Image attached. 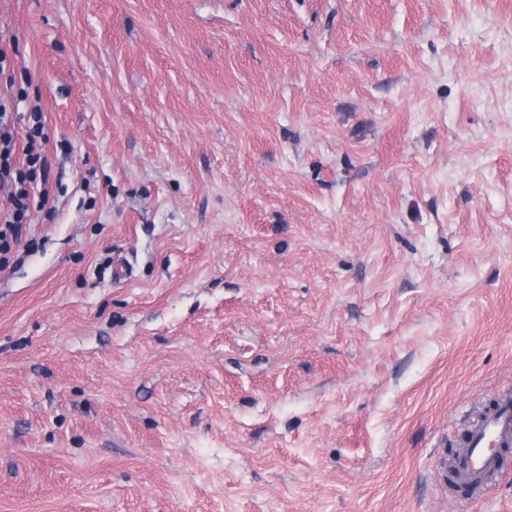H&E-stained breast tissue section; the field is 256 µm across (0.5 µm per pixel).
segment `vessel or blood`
Instances as JSON below:
<instances>
[{
  "instance_id": "obj_1",
  "label": "vessel or blood",
  "mask_w": 512,
  "mask_h": 512,
  "mask_svg": "<svg viewBox=\"0 0 512 512\" xmlns=\"http://www.w3.org/2000/svg\"><path fill=\"white\" fill-rule=\"evenodd\" d=\"M465 437L468 451L458 463L459 477L487 489L499 474L500 449L512 445V399L503 398L484 412Z\"/></svg>"
}]
</instances>
